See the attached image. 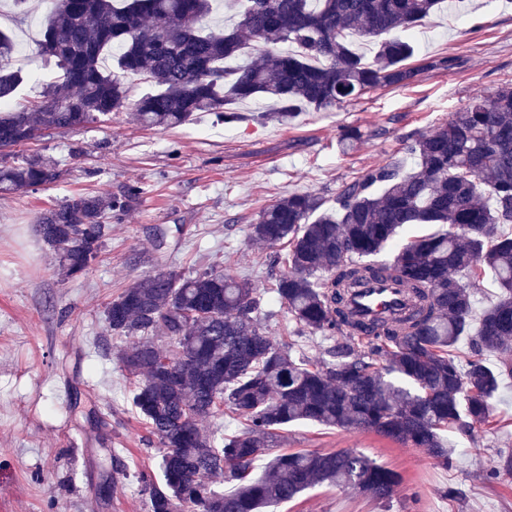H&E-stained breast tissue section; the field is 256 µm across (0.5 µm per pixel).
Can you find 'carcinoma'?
Returning <instances> with one entry per match:
<instances>
[{
  "label": "carcinoma",
  "mask_w": 512,
  "mask_h": 512,
  "mask_svg": "<svg viewBox=\"0 0 512 512\" xmlns=\"http://www.w3.org/2000/svg\"><path fill=\"white\" fill-rule=\"evenodd\" d=\"M40 42L60 81L42 83L53 106L0 107V148L21 146L43 128L102 123L126 106L129 84L153 87L133 106L144 127L176 128L197 112L241 120L230 102L263 100L258 118L286 123L301 111L343 104L380 87L411 84L413 43L398 32L440 13L445 0H238L231 28L200 21L212 0H53ZM246 66L227 62L252 47ZM15 44L0 31V104L23 81ZM112 51L115 71L101 66ZM363 140L338 137L343 150ZM403 160L343 183L335 206L311 192L264 209L251 240L285 244L271 299L298 331L330 344L311 360L293 341L271 336L260 289L206 269L193 277L148 274L107 307L106 332L136 338L118 350L132 379L131 403L160 453V477L140 474L151 512H263L316 485L391 500L398 472L355 448L273 453L278 432L299 422L371 431L453 463L446 433L469 437L489 423L502 383L512 379V86L476 97L430 131L408 137ZM61 176L43 158L0 164V193L46 187ZM124 195L79 193L38 218L44 243L68 278L99 257L103 219L123 211ZM443 230L396 243L406 226ZM500 288L473 322L483 273ZM367 279H387L408 295L393 321L352 318L346 299ZM469 343L466 359L457 353ZM486 352L499 355L493 368ZM239 419L231 434L200 428L222 408ZM230 483L229 492L214 485Z\"/></svg>",
  "instance_id": "1"
}]
</instances>
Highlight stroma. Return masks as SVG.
<instances>
[{"label": "stroma", "mask_w": 512, "mask_h": 512, "mask_svg": "<svg viewBox=\"0 0 512 512\" xmlns=\"http://www.w3.org/2000/svg\"><path fill=\"white\" fill-rule=\"evenodd\" d=\"M50 8L28 0L17 13L0 0V31L14 37L12 65L27 77L13 104L35 100L58 74L39 47ZM409 36L421 66L413 83L285 124L251 121L260 102L242 105L235 125L200 112L170 130L143 128L125 108L0 151L11 163L40 155L63 170L50 186L0 194V512H150L137 476L157 473L158 449L105 334L107 303L158 270L191 277L213 268L270 287L267 250L250 238L262 209L294 192L334 199L342 182L402 157L406 135L512 84V0H468L464 12L438 15ZM346 128L364 135L347 154L338 145ZM130 184L143 192L110 221L98 260L80 277H61L37 232L39 215L74 194L118 196ZM449 439L456 455L443 468L423 449L372 432L290 426L280 448H355L404 482L387 504L318 485L276 512H512V477L491 475L499 452L512 448V379L490 427ZM448 487L455 498L444 497Z\"/></svg>", "instance_id": "1"}]
</instances>
